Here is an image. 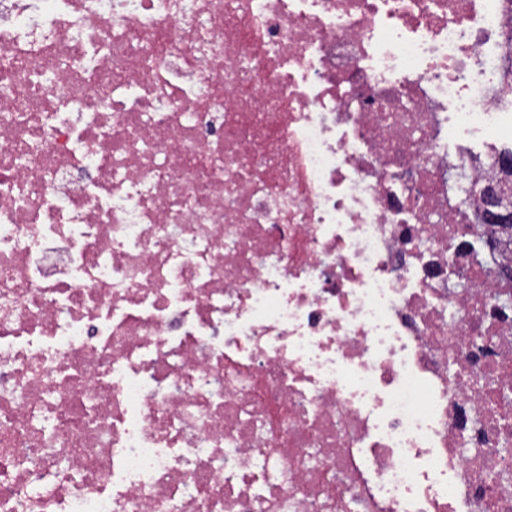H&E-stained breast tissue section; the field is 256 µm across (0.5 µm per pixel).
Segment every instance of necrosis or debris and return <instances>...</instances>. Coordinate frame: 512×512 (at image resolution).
<instances>
[{
  "mask_svg": "<svg viewBox=\"0 0 512 512\" xmlns=\"http://www.w3.org/2000/svg\"><path fill=\"white\" fill-rule=\"evenodd\" d=\"M3 86L0 512H512V0H0Z\"/></svg>",
  "mask_w": 512,
  "mask_h": 512,
  "instance_id": "4bbe7bcc",
  "label": "necrosis or debris"
}]
</instances>
